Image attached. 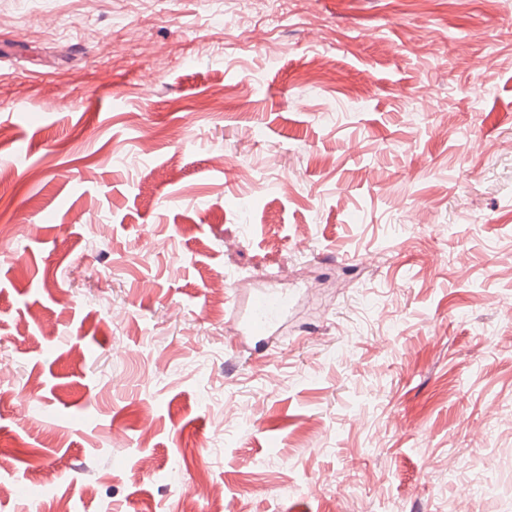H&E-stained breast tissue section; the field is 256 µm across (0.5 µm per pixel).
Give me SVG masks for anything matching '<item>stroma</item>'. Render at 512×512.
<instances>
[{"instance_id": "stroma-1", "label": "stroma", "mask_w": 512, "mask_h": 512, "mask_svg": "<svg viewBox=\"0 0 512 512\" xmlns=\"http://www.w3.org/2000/svg\"><path fill=\"white\" fill-rule=\"evenodd\" d=\"M21 145L0 512H512V0H0ZM271 281L265 287L255 288L240 302L237 295L232 311L234 344L248 340L256 350L271 345L288 312V298Z\"/></svg>"}]
</instances>
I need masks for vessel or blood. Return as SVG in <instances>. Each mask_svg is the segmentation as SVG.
<instances>
[{
    "instance_id": "b4317fda",
    "label": "vessel or blood",
    "mask_w": 512,
    "mask_h": 512,
    "mask_svg": "<svg viewBox=\"0 0 512 512\" xmlns=\"http://www.w3.org/2000/svg\"><path fill=\"white\" fill-rule=\"evenodd\" d=\"M287 312L288 299L282 291L271 285L256 288L234 305V333L255 349H263L274 343Z\"/></svg>"
}]
</instances>
